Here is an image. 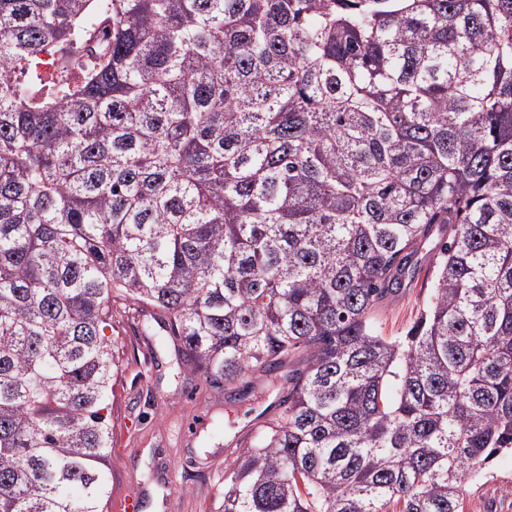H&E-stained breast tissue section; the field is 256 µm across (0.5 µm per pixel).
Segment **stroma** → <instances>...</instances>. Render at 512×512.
<instances>
[{"instance_id": "stroma-1", "label": "stroma", "mask_w": 512, "mask_h": 512, "mask_svg": "<svg viewBox=\"0 0 512 512\" xmlns=\"http://www.w3.org/2000/svg\"><path fill=\"white\" fill-rule=\"evenodd\" d=\"M433 269L424 261L415 282L377 308L384 336L405 335L428 298ZM120 369L107 410L112 432L108 512H211L224 472L239 449L280 412L296 358L269 374L249 373L232 387L190 371L182 345L159 314L126 301L112 305ZM463 512H512V453L498 456L462 486Z\"/></svg>"}]
</instances>
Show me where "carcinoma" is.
<instances>
[{
    "mask_svg": "<svg viewBox=\"0 0 512 512\" xmlns=\"http://www.w3.org/2000/svg\"><path fill=\"white\" fill-rule=\"evenodd\" d=\"M116 298L226 386L307 353L214 512H461L512 452V0H0V512H106ZM433 261L427 255L418 279L410 288H401L405 290L378 306L376 313L384 336L394 338L405 335L417 319L430 292V279L427 280L426 276L433 269Z\"/></svg>",
    "mask_w": 512,
    "mask_h": 512,
    "instance_id": "1",
    "label": "carcinoma"
}]
</instances>
